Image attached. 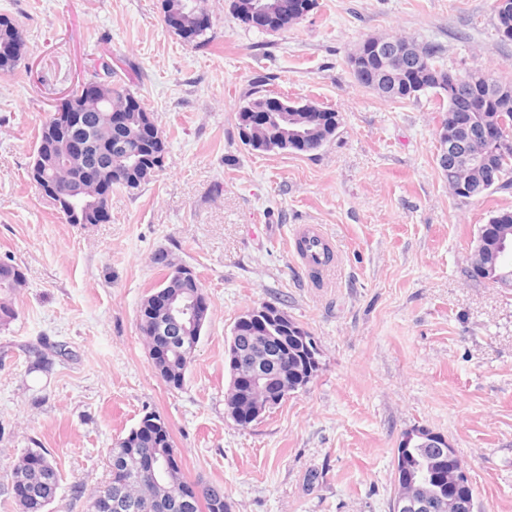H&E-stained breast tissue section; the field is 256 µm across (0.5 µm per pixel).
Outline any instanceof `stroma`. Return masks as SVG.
<instances>
[{
    "label": "stroma",
    "mask_w": 512,
    "mask_h": 512,
    "mask_svg": "<svg viewBox=\"0 0 512 512\" xmlns=\"http://www.w3.org/2000/svg\"><path fill=\"white\" fill-rule=\"evenodd\" d=\"M198 46L169 32L163 0H0L24 58L0 75V512H21L12 472L47 449L59 485L48 512H86L110 450L148 413L169 426L189 480L222 486L231 512H392L403 434L425 427L467 463L481 512H512V288L467 273L479 228L512 189L448 191L432 94L389 101L348 59L370 36L433 43L454 73L512 82L496 0H316L276 35L198 0ZM108 57L165 140L163 166L114 187L107 224L67 223L28 175L43 123ZM289 100L335 110L318 151L254 152L236 115L259 77ZM320 225L336 280L312 287L291 246ZM191 267L209 303L179 387L154 371L138 310L160 255ZM267 303L313 336L320 369L246 427L226 414L225 347L239 314Z\"/></svg>",
    "instance_id": "1"
}]
</instances>
